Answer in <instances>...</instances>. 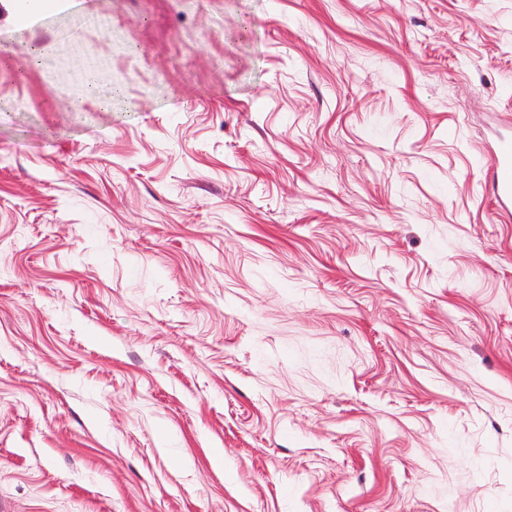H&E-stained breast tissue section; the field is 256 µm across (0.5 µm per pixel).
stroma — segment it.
Here are the masks:
<instances>
[{
	"instance_id": "obj_1",
	"label": "stroma",
	"mask_w": 512,
	"mask_h": 512,
	"mask_svg": "<svg viewBox=\"0 0 512 512\" xmlns=\"http://www.w3.org/2000/svg\"><path fill=\"white\" fill-rule=\"evenodd\" d=\"M1 52L0 512H512V0H0ZM492 199L497 211L504 216L512 215V141L501 140L492 153L488 168Z\"/></svg>"
}]
</instances>
